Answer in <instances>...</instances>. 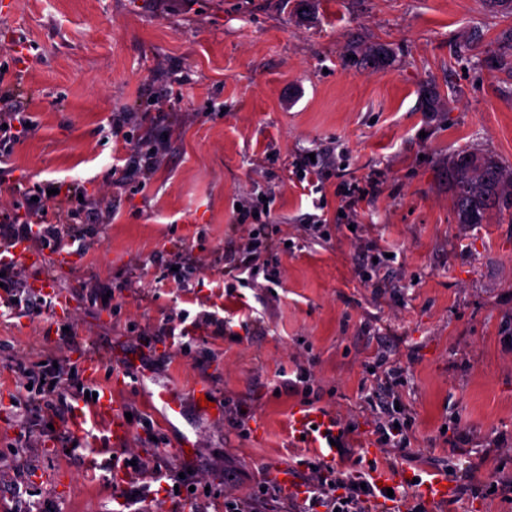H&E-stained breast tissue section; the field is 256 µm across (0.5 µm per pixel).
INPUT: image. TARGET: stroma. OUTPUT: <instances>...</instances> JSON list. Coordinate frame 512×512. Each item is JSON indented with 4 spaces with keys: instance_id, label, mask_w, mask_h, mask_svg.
Masks as SVG:
<instances>
[{
    "instance_id": "obj_1",
    "label": "stroma",
    "mask_w": 512,
    "mask_h": 512,
    "mask_svg": "<svg viewBox=\"0 0 512 512\" xmlns=\"http://www.w3.org/2000/svg\"><path fill=\"white\" fill-rule=\"evenodd\" d=\"M11 2L0 83L36 128L10 145L21 189L0 196V213L55 223L41 191L69 188L89 240L64 262L41 251L24 271L35 288L49 269L66 313L0 316V512H230L262 482L282 499L271 467L304 476L315 456L290 427L304 396L280 386L300 367L320 408L351 426L352 469L449 465L468 493L437 512H512L486 483L512 476V221L457 223L448 179L461 153L512 167V11L488 0ZM118 112L135 115L131 142L111 134ZM152 147L156 169L128 176ZM309 161L311 195L299 181ZM237 204L270 210L254 226L256 256L242 250L248 232L229 229ZM375 249L397 258L372 282L356 257ZM187 255L199 263L190 290L157 286L166 261ZM233 265L263 274L245 288L224 276ZM204 305L226 307L233 332L174 346L170 318ZM127 359L140 381L123 378ZM37 361L111 389L116 412L132 415L125 454L188 469L185 481L168 491L131 475L136 498L122 503L94 407L82 410L79 460L45 418L14 407ZM389 364L402 370L394 395L417 462L376 442L368 399ZM201 385L221 415L197 410ZM164 390L181 403L170 424ZM244 407L243 437L230 420ZM463 437L478 471L458 464Z\"/></svg>"
}]
</instances>
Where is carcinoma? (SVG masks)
<instances>
[{
	"mask_svg": "<svg viewBox=\"0 0 512 512\" xmlns=\"http://www.w3.org/2000/svg\"><path fill=\"white\" fill-rule=\"evenodd\" d=\"M459 224H484L492 211L512 213V169L491 157L465 154L451 165Z\"/></svg>",
	"mask_w": 512,
	"mask_h": 512,
	"instance_id": "carcinoma-1",
	"label": "carcinoma"
}]
</instances>
